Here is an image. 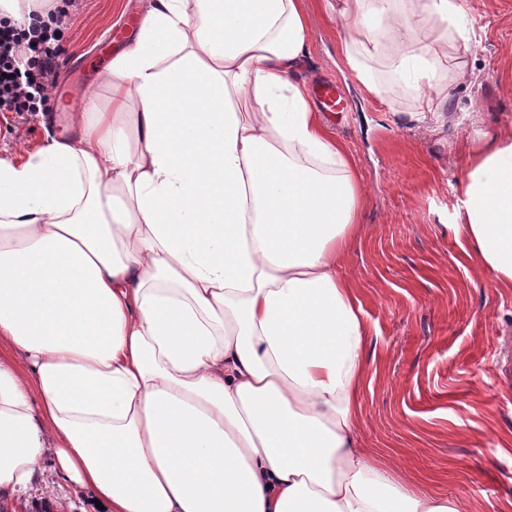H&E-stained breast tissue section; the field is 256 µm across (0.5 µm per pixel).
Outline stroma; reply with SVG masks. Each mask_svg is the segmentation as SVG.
<instances>
[{
    "instance_id": "stroma-1",
    "label": "stroma",
    "mask_w": 512,
    "mask_h": 512,
    "mask_svg": "<svg viewBox=\"0 0 512 512\" xmlns=\"http://www.w3.org/2000/svg\"><path fill=\"white\" fill-rule=\"evenodd\" d=\"M476 37L468 50L448 41V58L464 57L476 79L446 74L452 111L467 130L418 126L411 91L382 77L383 98L352 79L343 60L344 29L305 0L311 18L305 80H333L346 104L329 118L354 154L366 196L362 230L343 275L359 297L369 332L368 374L361 394L363 447L380 451L401 481L464 496L486 512H512V377L501 367L512 352V289L494 287L464 255L455 232L453 194L469 138L512 136V0H463ZM143 0H76L62 37L65 52L51 111L0 112V153L33 150L66 132L68 112L88 96L110 108L101 74L137 29ZM41 468L53 488L23 497L52 512H91L90 494Z\"/></svg>"
}]
</instances>
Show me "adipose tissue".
Returning a JSON list of instances; mask_svg holds the SVG:
<instances>
[{
	"label": "adipose tissue",
	"mask_w": 512,
	"mask_h": 512,
	"mask_svg": "<svg viewBox=\"0 0 512 512\" xmlns=\"http://www.w3.org/2000/svg\"><path fill=\"white\" fill-rule=\"evenodd\" d=\"M344 60L447 121L461 0H323ZM304 0H148L72 135L0 157V497L44 474L106 512H477L361 446L368 332L341 275L356 163L298 71ZM453 208L512 288V137L474 145Z\"/></svg>",
	"instance_id": "ef3b65f1"
}]
</instances>
